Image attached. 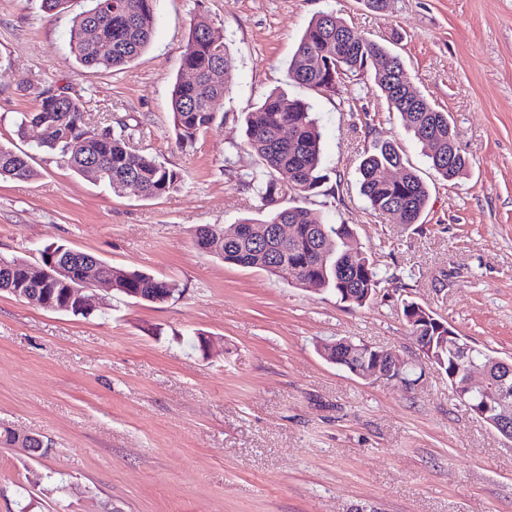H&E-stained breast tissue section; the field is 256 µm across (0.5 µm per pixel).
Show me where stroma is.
<instances>
[{
	"instance_id": "obj_1",
	"label": "stroma",
	"mask_w": 512,
	"mask_h": 512,
	"mask_svg": "<svg viewBox=\"0 0 512 512\" xmlns=\"http://www.w3.org/2000/svg\"><path fill=\"white\" fill-rule=\"evenodd\" d=\"M83 0L46 14L0 0V144L32 154L30 180H0V255L48 244L176 283L150 304L98 291L83 318L0 291V423L42 434L33 459L0 446V512H512V442L462 407L403 315L414 301L459 335L512 358V0H157L149 47L119 71L70 52ZM331 11L392 49L408 81L451 116L471 162L438 177L372 77L315 99L329 173L307 205L350 224L381 273L364 306L225 264L193 241L261 206L238 174L258 170L240 119L270 91L306 98L288 61L309 20ZM204 15L234 61L222 128L182 148L170 90L190 24ZM89 101L90 121L137 127L135 144L186 176L139 199L75 175L15 122L48 87ZM373 122H366V115ZM398 143L430 189L418 224L367 209L357 185L375 142ZM212 338L200 349L197 335ZM400 356L410 390L327 362L324 339Z\"/></svg>"
}]
</instances>
